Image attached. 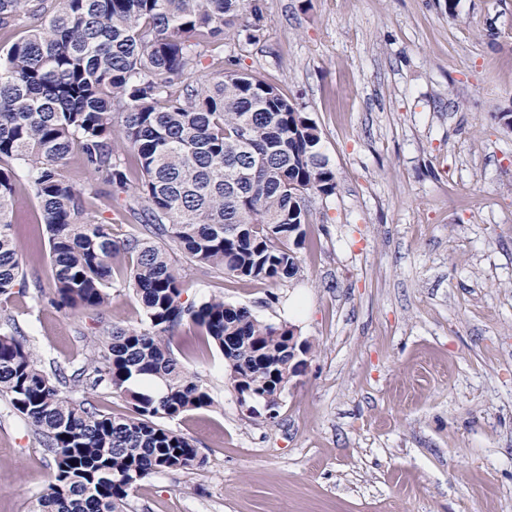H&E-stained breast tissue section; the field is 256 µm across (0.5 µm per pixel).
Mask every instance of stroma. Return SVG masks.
I'll return each instance as SVG.
<instances>
[{
    "mask_svg": "<svg viewBox=\"0 0 512 512\" xmlns=\"http://www.w3.org/2000/svg\"><path fill=\"white\" fill-rule=\"evenodd\" d=\"M225 55L301 106L337 189L310 199L292 280L245 282L174 254L182 299L243 305L310 350L274 420L183 323L173 352L211 407L169 420L199 465L140 482L126 512H512V0H263ZM114 264L102 323L145 327ZM43 366L79 368L87 318L6 303ZM54 475L0 402V512Z\"/></svg>",
    "mask_w": 512,
    "mask_h": 512,
    "instance_id": "35a3bbf8",
    "label": "stroma"
}]
</instances>
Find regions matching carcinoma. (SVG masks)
Masks as SVG:
<instances>
[{
  "instance_id": "cac0c4a2",
  "label": "carcinoma",
  "mask_w": 512,
  "mask_h": 512,
  "mask_svg": "<svg viewBox=\"0 0 512 512\" xmlns=\"http://www.w3.org/2000/svg\"><path fill=\"white\" fill-rule=\"evenodd\" d=\"M248 18L245 39L263 35L261 0H0V298L28 288L17 244L19 195L32 193L33 246L47 236L49 287L37 298L73 316L111 303L112 259L129 255L127 283L147 327L112 328L92 340L71 374L47 373L0 313V398L34 429L55 465L54 481L28 512H123L137 483L198 464L193 440L161 423L213 400L172 351L183 322L232 362L241 403L279 407L288 374V325L246 306L182 301L170 243L200 270L279 282L299 271L309 199L336 191L316 122L265 79L221 58L224 33ZM90 183L65 175L71 159ZM156 238H118L94 209L96 193ZM159 379L158 394L136 386ZM71 390L124 395L114 416Z\"/></svg>"
}]
</instances>
